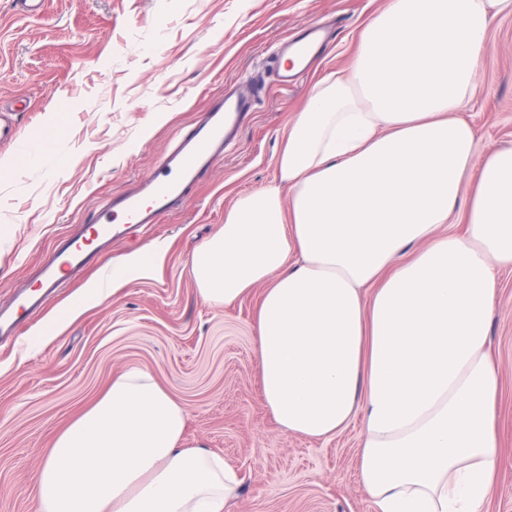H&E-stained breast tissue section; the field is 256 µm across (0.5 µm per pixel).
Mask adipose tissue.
Returning a JSON list of instances; mask_svg holds the SVG:
<instances>
[{
    "mask_svg": "<svg viewBox=\"0 0 512 512\" xmlns=\"http://www.w3.org/2000/svg\"><path fill=\"white\" fill-rule=\"evenodd\" d=\"M512 0H386L349 71L293 117L279 178L238 198L192 258L200 298L254 288L263 403L281 430L335 436L360 419L374 512H485L498 470L495 273L512 270V143L477 151L460 113L491 21ZM462 230H450L456 212ZM135 252L29 340L149 277ZM186 409L142 370L56 438L38 512H226L237 471L182 445Z\"/></svg>",
    "mask_w": 512,
    "mask_h": 512,
    "instance_id": "ef3b65f1",
    "label": "adipose tissue"
}]
</instances>
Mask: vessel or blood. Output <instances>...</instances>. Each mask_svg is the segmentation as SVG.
I'll use <instances>...</instances> for the list:
<instances>
[{
  "mask_svg": "<svg viewBox=\"0 0 512 512\" xmlns=\"http://www.w3.org/2000/svg\"><path fill=\"white\" fill-rule=\"evenodd\" d=\"M293 45L290 39L281 43L277 52L281 62L273 69L284 86L294 84L300 75L298 68L282 62ZM256 104V96L229 92L212 99L203 118L175 136L169 153L151 176L136 188L99 202L81 233L65 239L55 249L36 291L15 293L11 307L0 310V341L11 337L42 307L63 276H75L86 268L94 255L95 241L112 244L134 228L158 223L170 214L185 198L188 186L198 182L214 159L223 154L225 145L236 137Z\"/></svg>",
  "mask_w": 512,
  "mask_h": 512,
  "instance_id": "vessel-or-blood-1",
  "label": "vessel or blood"
}]
</instances>
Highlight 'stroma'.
I'll list each match as a JSON object with an SVG mask.
<instances>
[{"label":"stroma","instance_id":"obj_1","mask_svg":"<svg viewBox=\"0 0 512 512\" xmlns=\"http://www.w3.org/2000/svg\"><path fill=\"white\" fill-rule=\"evenodd\" d=\"M41 17L0 0V100L28 98L11 121L43 147L22 162L0 141V305L32 285L53 245L98 201L146 177L175 135L225 86L247 88L278 42L329 19L336 41L298 82L269 86L239 136L159 224L65 281L10 344H0V512H37V472L56 437L130 368L150 373L188 413L185 444L220 454L241 477L229 512H373L357 466L360 421L327 439L283 432L267 414L255 357L259 293L216 309L190 272L194 251L238 197L276 180L288 124L314 84L346 70L384 0H46ZM478 149L512 141V16L495 18L462 113ZM161 271L83 311L60 335L27 340L112 264L156 243ZM490 354L500 373L498 479L486 512H512V272L496 274Z\"/></svg>","mask_w":512,"mask_h":512}]
</instances>
